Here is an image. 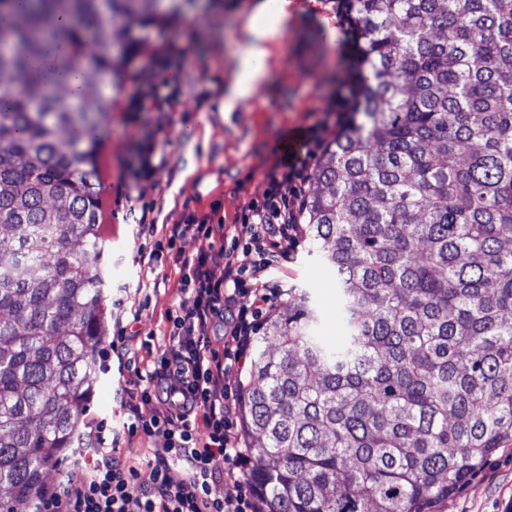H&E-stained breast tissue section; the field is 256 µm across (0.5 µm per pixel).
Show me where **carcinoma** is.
Masks as SVG:
<instances>
[{"mask_svg":"<svg viewBox=\"0 0 512 512\" xmlns=\"http://www.w3.org/2000/svg\"><path fill=\"white\" fill-rule=\"evenodd\" d=\"M16 2L0 0V512H34L79 440L105 337L111 98L92 75L126 65L139 38L122 20L158 0ZM357 8L366 96L306 211L344 336L319 335L291 290L242 390L271 512H432L512 438V0ZM60 41L80 100L36 67Z\"/></svg>","mask_w":512,"mask_h":512,"instance_id":"cac0c4a2","label":"carcinoma"}]
</instances>
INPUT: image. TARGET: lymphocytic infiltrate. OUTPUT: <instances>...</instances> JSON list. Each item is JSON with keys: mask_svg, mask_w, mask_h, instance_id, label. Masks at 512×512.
I'll return each instance as SVG.
<instances>
[{"mask_svg": "<svg viewBox=\"0 0 512 512\" xmlns=\"http://www.w3.org/2000/svg\"><path fill=\"white\" fill-rule=\"evenodd\" d=\"M344 34L343 53L354 62L367 55L364 32L354 0H332ZM185 47L165 41L149 56L159 72L157 83L137 88L130 100L134 112L170 106L175 92L170 74L178 70ZM363 86L357 72L338 82L327 110L330 121L305 134L307 159H315L331 138L351 123ZM261 199L252 201L239 220L249 232V264L225 266L215 272L205 254L183 260V298L175 312L170 347L138 375L137 392L127 407L129 433L162 436L165 446L143 467L131 465L120 436L108 433L106 422L90 424L83 445L64 481L43 488L37 512H127L131 496L141 512H269V506L245 473L249 454L237 430L240 398L225 383L229 373H242L253 335L264 310L285 294L271 269L294 247L305 211L302 171L295 161L277 162L266 176ZM224 332V352L211 349L214 330ZM167 409L158 412L155 400ZM223 484V497L213 496Z\"/></svg>", "mask_w": 512, "mask_h": 512, "instance_id": "1", "label": "lymphocytic infiltrate"}]
</instances>
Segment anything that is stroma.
<instances>
[{
    "instance_id": "1",
    "label": "stroma",
    "mask_w": 512,
    "mask_h": 512,
    "mask_svg": "<svg viewBox=\"0 0 512 512\" xmlns=\"http://www.w3.org/2000/svg\"><path fill=\"white\" fill-rule=\"evenodd\" d=\"M256 0H169L152 26L143 28L149 43L177 41L188 55L176 77L179 94L171 106L132 112L128 105L135 88L159 81L158 72L132 55L112 81V107L100 130L99 171L103 181L101 232L110 244L108 300L123 298V311L137 315L132 328L148 350L138 351L136 365L148 364L150 354L169 346V311L182 297L179 266L170 259H151L166 247L167 225L194 213L224 227V240L186 235L176 246L187 258L206 254L209 264L223 269L245 256L236 240L237 216L266 187L276 148L285 132L319 128L328 99L345 68L341 46L326 47V25L335 22L331 0H291L290 17L276 39L281 71L260 89L255 104L239 109L232 123L221 122L218 106L224 96V64L237 52L234 21L243 6ZM214 129L208 142H199L200 116ZM152 141L162 168L151 178L136 179L128 167L137 150ZM154 220L148 233L140 216ZM278 277L291 288L310 289L319 310V331L338 341L341 328L334 273L323 265L317 246L300 233ZM134 368L100 372L90 397L89 416L106 419L113 430L126 420L124 403L130 396ZM436 512H512V440L485 465L462 491L440 501Z\"/></svg>"
}]
</instances>
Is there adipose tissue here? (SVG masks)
I'll return each mask as SVG.
<instances>
[{"label":"adipose tissue","instance_id":"1","mask_svg":"<svg viewBox=\"0 0 512 512\" xmlns=\"http://www.w3.org/2000/svg\"><path fill=\"white\" fill-rule=\"evenodd\" d=\"M271 12L275 13L279 22H286V0H279L275 6L269 0H259L250 12L241 16L235 35L237 41L248 46L249 51L244 55H232L227 63L224 98L219 108L222 118H229L238 100L248 94L255 83L270 78L273 73L275 56L270 41L274 30L264 22L266 15Z\"/></svg>","mask_w":512,"mask_h":512}]
</instances>
